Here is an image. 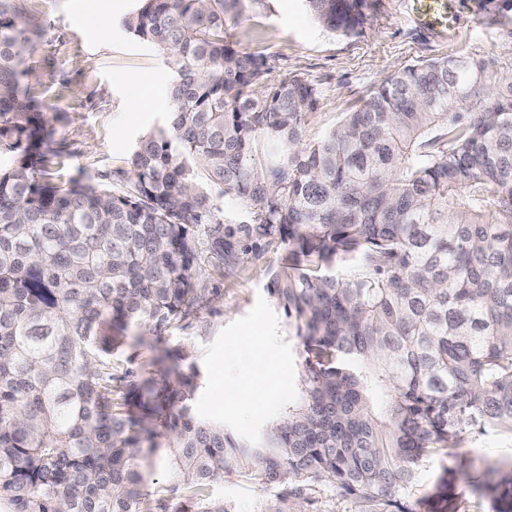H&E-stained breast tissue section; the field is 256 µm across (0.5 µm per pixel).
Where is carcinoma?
<instances>
[{
  "label": "carcinoma",
  "mask_w": 512,
  "mask_h": 512,
  "mask_svg": "<svg viewBox=\"0 0 512 512\" xmlns=\"http://www.w3.org/2000/svg\"><path fill=\"white\" fill-rule=\"evenodd\" d=\"M302 2L335 34L364 23L365 0ZM268 7L136 0L125 27L173 79L114 195L38 178L52 147L22 89L30 38L0 0V143L27 141L0 169V512H144L153 425L172 435L170 492L192 512H229L207 492L226 474L456 512L460 469L417 497L418 468L469 430L512 438V68L416 61L304 145L317 87L263 86L264 57L233 40L230 21ZM211 185L286 245L273 293L303 345L299 400L246 442L196 414L190 352H164L160 380L112 366V330H160L201 304L199 226L224 253ZM476 487L512 512V461Z\"/></svg>",
  "instance_id": "cac0c4a2"
}]
</instances>
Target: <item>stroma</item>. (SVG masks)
I'll use <instances>...</instances> for the list:
<instances>
[{"label":"stroma","mask_w":512,"mask_h":512,"mask_svg":"<svg viewBox=\"0 0 512 512\" xmlns=\"http://www.w3.org/2000/svg\"><path fill=\"white\" fill-rule=\"evenodd\" d=\"M135 0H15L32 31L30 74L23 83L38 106V120L61 153L50 175L77 179L115 193L128 185L132 148L141 134L163 124L172 72L155 50L124 27ZM240 49L266 61L265 84L299 74L320 92V108L304 125L314 144L356 101L394 70L418 60L478 55L512 61V0H457L452 30L441 37L414 24L409 0H368L366 22L352 36L325 31L302 0H271L269 9L246 13L233 28ZM224 240L232 255L220 258L202 246L197 287L205 300L196 313L163 330L139 328L144 345H118L113 363L148 367L151 343L187 348L202 382L195 409L223 422L235 437L261 431L299 396L300 340L271 291L286 255L279 239L246 232L251 216L231 195L217 194ZM269 379L274 392L260 413L241 398L248 382ZM281 489L236 476L211 483L208 493L230 512H275ZM288 512H380L376 500L340 495L317 482Z\"/></svg>","instance_id":"35a3bbf8"}]
</instances>
